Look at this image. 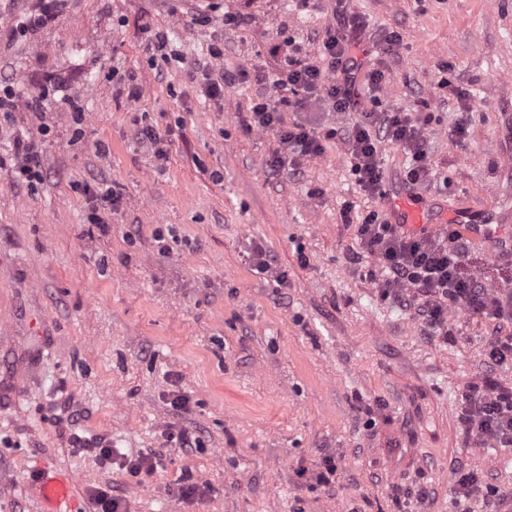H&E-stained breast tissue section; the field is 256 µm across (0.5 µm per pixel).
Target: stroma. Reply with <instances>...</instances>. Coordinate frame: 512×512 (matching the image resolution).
I'll return each instance as SVG.
<instances>
[{
	"label": "stroma",
	"mask_w": 512,
	"mask_h": 512,
	"mask_svg": "<svg viewBox=\"0 0 512 512\" xmlns=\"http://www.w3.org/2000/svg\"><path fill=\"white\" fill-rule=\"evenodd\" d=\"M347 7L370 32L399 35L382 59L380 98L429 117L433 170L453 183L447 194L409 185L404 151L384 140L385 197L431 200L446 223L461 202L512 207V0ZM334 9V0H72L40 34L13 41L17 6L0 0V78L23 93L50 75L68 80L43 116L19 107L0 120V512H37L32 487L46 470L75 477L84 512H99L104 486L127 512H458L460 464L512 499V447L479 444L457 417L468 385L512 383V368L486 355L487 339L512 336V323L456 307L451 336H432L413 309L383 296L370 276L376 260L360 257L357 228L342 217L347 207L356 217L387 210L351 171L343 135L357 113L285 106L286 120L339 132L296 173H271L279 136L248 126L256 95H277L294 46L319 58ZM228 13L244 23L225 26ZM159 33L174 59L155 53ZM217 40L223 70L240 79L212 99L196 71ZM127 78L139 99L127 97ZM72 98L85 113L79 126ZM461 121L456 145L448 131ZM146 124L164 158L140 142ZM19 139L41 148L43 179L32 187L9 174ZM99 141L108 155L96 153ZM102 183L121 201L108 223L91 224L83 189ZM256 243L285 284L253 270ZM465 271L512 288V264L481 240L468 239ZM170 429L192 446L167 442ZM75 433L163 464L129 476L73 448ZM327 455L336 482L312 487L301 472ZM420 488L421 502L410 496Z\"/></svg>",
	"instance_id": "obj_1"
}]
</instances>
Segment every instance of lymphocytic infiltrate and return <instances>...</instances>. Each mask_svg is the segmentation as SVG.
<instances>
[{
    "label": "lymphocytic infiltrate",
    "mask_w": 512,
    "mask_h": 512,
    "mask_svg": "<svg viewBox=\"0 0 512 512\" xmlns=\"http://www.w3.org/2000/svg\"><path fill=\"white\" fill-rule=\"evenodd\" d=\"M68 6L69 0H24L11 33L16 37L34 34ZM335 15L337 26L327 31L319 60L288 56L283 76L276 81L282 93L279 103H272L262 94L252 103V125L279 133L282 150L272 160V169L299 166L305 158L324 153L325 141L335 138L337 130L333 127L320 133L301 123H283L282 105L303 107L321 101L334 112L361 113L360 122L348 132L345 143L353 160L352 172L362 190L378 195L383 192L382 162L375 142L379 135L399 144L409 155L406 180L410 185L430 184L433 171L425 120L383 106L379 93L386 70L382 64L373 65L365 73L370 109H362L353 76L358 57L393 52L398 34L366 36L365 24L348 12L346 0H336ZM357 235L363 252L379 262L383 295L406 306L417 305L419 316L433 334L448 336V312L455 306L491 320L512 321V289L496 290L466 275V242L457 228L411 231L372 211L363 217ZM458 419L465 431L481 442L511 448L512 386L493 380L470 386L459 403Z\"/></svg>",
    "instance_id": "f902f5d3"
}]
</instances>
